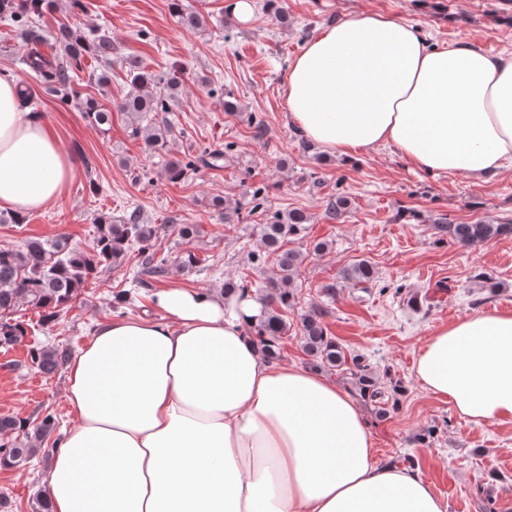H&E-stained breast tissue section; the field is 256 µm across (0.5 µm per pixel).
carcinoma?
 Instances as JSON below:
<instances>
[{"instance_id":"1","label":"carcinoma","mask_w":512,"mask_h":512,"mask_svg":"<svg viewBox=\"0 0 512 512\" xmlns=\"http://www.w3.org/2000/svg\"><path fill=\"white\" fill-rule=\"evenodd\" d=\"M47 6L45 0H0V14L21 17L25 23L24 38L31 49L24 60L39 80L51 91L66 99L73 92L72 83L85 57L112 62V37L105 33L87 36L77 28L62 24L58 27L56 43L62 54L48 56L41 51L43 39L35 18ZM181 25L195 30L204 25V17L197 11L184 12L177 8ZM129 89L117 103L119 111L130 119L131 134L141 137L147 147L164 149L176 136L175 128L166 121H157L154 113L166 109L162 96L171 93L180 84V78L168 72L156 73L141 67L136 61L126 70ZM81 112L89 125L102 130L110 124L112 111L91 97L80 102ZM308 216L291 211L284 218L261 227L264 255L249 256L251 263H262L273 257L277 271L270 283L271 294L253 330V338L261 357L272 362L281 357L283 339L288 324L281 310H294L296 303L291 285L297 277L305 255L295 249H283L285 241L304 237ZM438 232L461 246L475 247L486 241L512 235V221H477L473 224H438ZM159 228L141 222L136 209L126 213L114 224L108 216H101L98 234L93 245L85 250L61 235L53 239L31 238L21 249H0V346L19 344L28 334L29 324L12 319L10 315L25 304L36 310L42 325L56 323L61 313L76 298L78 291L103 270L123 264L133 247L141 256V274L152 279L165 275L169 263L183 272H190L198 264L196 256L187 251L170 261L158 259L151 248L155 246ZM342 279L355 283L375 280L373 265L360 260L342 273ZM325 310L317 305L299 314L298 333L303 353L315 368L341 367L351 376L359 395L374 404L376 412L385 416L398 408L400 389H390L376 383L373 368L363 356L348 355L323 322ZM70 355L67 348L30 350V361L44 375L55 373ZM55 427V418L47 414L41 423L28 432L21 429V420L13 416L0 417V464L7 468H21L41 451Z\"/></svg>"}]
</instances>
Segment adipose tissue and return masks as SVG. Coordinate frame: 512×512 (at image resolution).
<instances>
[{"label": "adipose tissue", "mask_w": 512, "mask_h": 512, "mask_svg": "<svg viewBox=\"0 0 512 512\" xmlns=\"http://www.w3.org/2000/svg\"><path fill=\"white\" fill-rule=\"evenodd\" d=\"M293 125L338 155L380 146L439 174L497 175L512 161V53L471 39L433 48L418 28L363 12L292 60ZM74 164L41 113L0 77V208L53 206ZM159 315L99 324L73 356L77 423L53 454L51 512H447L412 470L376 461L355 400L325 375L266 362L262 303L178 286ZM421 387L466 421H512V312L437 327Z\"/></svg>", "instance_id": "obj_1"}]
</instances>
